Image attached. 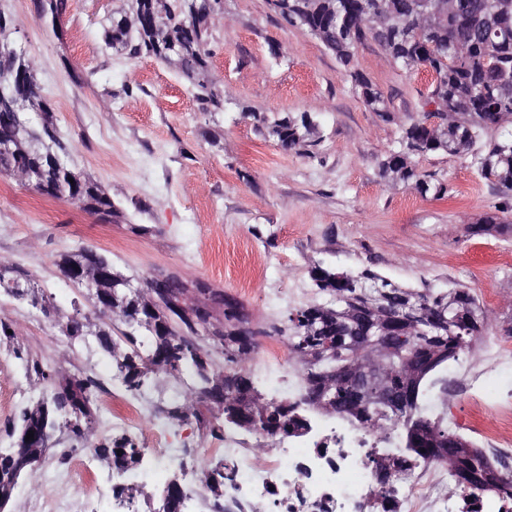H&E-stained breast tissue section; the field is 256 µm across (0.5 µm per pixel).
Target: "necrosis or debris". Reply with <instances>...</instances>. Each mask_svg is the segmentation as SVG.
Returning <instances> with one entry per match:
<instances>
[{
  "mask_svg": "<svg viewBox=\"0 0 512 512\" xmlns=\"http://www.w3.org/2000/svg\"><path fill=\"white\" fill-rule=\"evenodd\" d=\"M287 354L283 341L266 342L253 373L280 397L293 401L302 386L301 375L281 376ZM106 371L98 364L90 372L100 383L95 401L101 422L113 434L136 440L144 465L120 475H101L94 448L52 449L55 491L26 498L21 512H102L103 505L114 504L118 488L152 486L176 471L185 478L182 512H512V498L488 492L472 495L459 487L447 467L398 464L396 440L376 441L336 415L309 417L305 430L277 439L275 453L267 455L253 453L251 439L239 432H225L204 450L209 461L223 464L227 476L223 497L210 498L206 475L174 446L176 437L194 435V425L145 437L144 415L159 410L152 389L130 392L120 377L106 379ZM507 373H512V345L499 343L484 349L480 366L460 367L450 385L454 397L468 403L470 413L464 420L449 416V429L469 433L485 456L499 462L512 460V387L499 383ZM490 409L495 418L489 422L485 413ZM378 457L392 467L383 488L374 473ZM77 471L83 475L84 489L75 494L70 482Z\"/></svg>",
  "mask_w": 512,
  "mask_h": 512,
  "instance_id": "4bbe7bcc",
  "label": "necrosis or debris"
}]
</instances>
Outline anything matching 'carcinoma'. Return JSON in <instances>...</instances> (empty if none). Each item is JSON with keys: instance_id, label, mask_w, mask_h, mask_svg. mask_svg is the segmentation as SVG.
Here are the masks:
<instances>
[{"instance_id": "1", "label": "carcinoma", "mask_w": 512, "mask_h": 512, "mask_svg": "<svg viewBox=\"0 0 512 512\" xmlns=\"http://www.w3.org/2000/svg\"><path fill=\"white\" fill-rule=\"evenodd\" d=\"M221 0H131L132 15L112 17L106 46L116 51L146 53L177 64L187 75L202 74L210 52L209 20ZM291 26L306 29L336 54L347 70L352 90L366 106L385 116L387 104L372 80L352 68L355 45L367 38L383 48L404 70L424 67L432 73L425 104L437 111L402 129L398 145L381 164V175L402 183L422 196L441 198L445 183L420 175L413 158L429 153L473 152L482 177L493 181L503 196L500 212L512 211V0H270ZM62 0H42L40 19L56 23ZM136 31V37L130 32ZM196 98L208 112L224 111V98L205 82L196 84ZM267 135L285 150H298L316 133L306 112H285L270 121L250 113ZM440 120L430 125L431 118ZM0 175L18 178L39 192L55 190L54 199L79 202L87 212L110 216L112 198L91 178L69 167V151L60 139L53 108L43 96L34 68L15 48L0 42ZM124 276L112 281L91 279L77 287L92 303L98 291L112 290V305L96 308L95 320L73 307L65 313L28 272L0 263V291L22 303L34 301L49 321L56 322L71 340L96 338L102 355L119 369L129 391H141L163 378L184 380L182 399L169 403L167 421L180 425L194 415L215 436L236 428L265 437L286 436L304 426L305 408L338 414L380 437L397 436L401 463L449 462L464 488L487 491L482 454L464 455L448 425L429 413L428 404L448 405V361L486 330L487 316L468 288L436 290L403 288L364 269L358 273L316 266L312 280L318 294L328 297L288 312L284 325L288 351L304 373L305 393L288 403L265 396L255 385L248 362L257 348L258 331L235 332L249 321L234 298L203 286L198 311L221 310L224 326L210 331L196 322L151 303L145 293H126ZM126 326L115 336L112 321ZM405 337L400 351L384 358L381 372L396 400L368 402L354 385V368L371 365L366 340L387 344ZM206 340L224 353V365L212 360ZM25 377L43 386L38 398L21 408L9 422L13 446L0 450V512L19 480L35 472L20 466L32 453L42 431L61 433L78 445L94 432L90 381L42 367L38 358L14 348ZM33 439L26 440L28 432ZM99 455L122 471L141 464L142 454L126 436H111L95 445ZM207 489L224 492V465L204 464Z\"/></svg>"}]
</instances>
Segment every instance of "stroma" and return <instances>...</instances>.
I'll list each match as a JSON object with an SVG mask.
<instances>
[{
	"label": "stroma",
	"mask_w": 512,
	"mask_h": 512,
	"mask_svg": "<svg viewBox=\"0 0 512 512\" xmlns=\"http://www.w3.org/2000/svg\"><path fill=\"white\" fill-rule=\"evenodd\" d=\"M129 9L128 0H65L51 26L39 20L38 0H0L12 47L32 61L52 103L72 171L114 205L100 218L60 200L45 214L41 194L2 176L10 194L0 198V262L28 271L65 311L90 315L91 302L58 268L61 255L86 248L139 286L173 273L188 288L224 291L262 329L286 314L266 305L265 289L301 288L307 305L318 299L315 265L369 268L410 288L497 294L463 360L478 362L512 333V216L487 223L503 198L474 155L417 158L422 174L447 185L441 199L380 174L402 129L422 117L429 72L397 68L372 40L358 44L354 65L390 108L380 116L353 94L335 55L267 0H223L206 77L224 109L210 113L176 66L106 47L112 16ZM256 112L312 113L319 135L283 151L260 132Z\"/></svg>",
	"instance_id": "stroma-1"
}]
</instances>
